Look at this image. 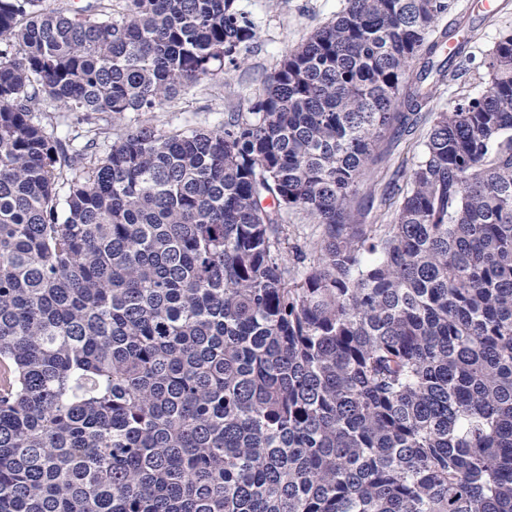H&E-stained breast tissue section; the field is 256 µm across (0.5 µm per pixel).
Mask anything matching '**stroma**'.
Segmentation results:
<instances>
[{
  "label": "stroma",
  "instance_id": "35a3bbf8",
  "mask_svg": "<svg viewBox=\"0 0 512 512\" xmlns=\"http://www.w3.org/2000/svg\"><path fill=\"white\" fill-rule=\"evenodd\" d=\"M501 9L495 15H483L477 0H453V15L472 26L469 58L459 68L449 69L448 80L441 84L429 105L430 111L446 110L449 102L486 91L490 80L485 62L500 37L512 32V0H497ZM347 0H235L237 10L254 22L256 37L244 54L240 67L218 78H203L181 92L162 108L152 112L129 113L120 120L110 115L99 117L107 134L97 141L96 154L105 157L112 138L126 130L150 126L175 132L188 128H220L227 113L243 111L264 81L282 59L304 43L318 28L335 19ZM428 125H421L402 138L385 134L375 147V160L367 168L356 194L355 221L359 224H388L394 213L393 183L399 172L411 171L426 139ZM322 229L302 211L288 216V254L314 258Z\"/></svg>",
  "mask_w": 512,
  "mask_h": 512
}]
</instances>
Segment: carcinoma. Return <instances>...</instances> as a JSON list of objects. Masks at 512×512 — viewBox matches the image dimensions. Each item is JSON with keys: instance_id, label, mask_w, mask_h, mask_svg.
<instances>
[{"instance_id": "obj_1", "label": "carcinoma", "mask_w": 512, "mask_h": 512, "mask_svg": "<svg viewBox=\"0 0 512 512\" xmlns=\"http://www.w3.org/2000/svg\"><path fill=\"white\" fill-rule=\"evenodd\" d=\"M43 3L0 0V512H512V33L377 235L352 203L467 55L460 20L426 39L452 0H348L249 111L98 160L34 112H152L255 24ZM322 228L313 224L302 211L296 210L288 214V259L294 262L296 254L307 257L305 263L318 254L317 247L321 240Z\"/></svg>"}]
</instances>
